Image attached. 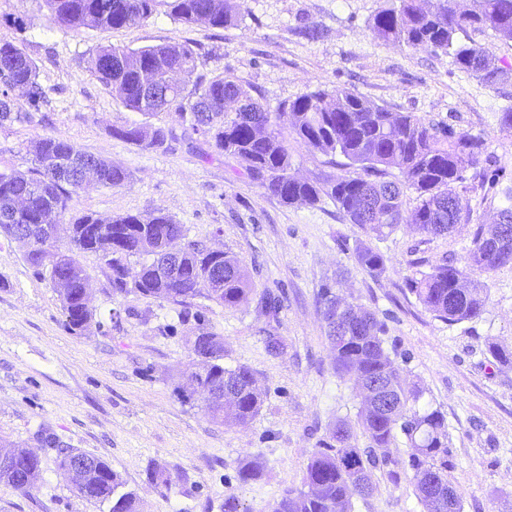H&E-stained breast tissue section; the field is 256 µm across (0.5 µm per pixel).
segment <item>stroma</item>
<instances>
[{"instance_id":"stroma-1","label":"stroma","mask_w":512,"mask_h":512,"mask_svg":"<svg viewBox=\"0 0 512 512\" xmlns=\"http://www.w3.org/2000/svg\"><path fill=\"white\" fill-rule=\"evenodd\" d=\"M383 4L246 0L242 21L220 29L161 14L119 30L75 31L54 24L40 0H0V36L11 35L10 19H27L24 47L47 93L33 122L0 125V171L26 169L34 140L62 136L130 174L122 187L78 191L71 213L168 214L184 224L188 239L240 258L252 282L247 303L225 308L200 298L186 312L165 299L113 295L101 257L83 252L100 324L78 336L63 324L47 273L30 266L25 246L1 235L0 441L37 450L41 472L27 495L0 483V512H109L60 474L56 450L36 439L41 431L106 460L143 512H224L230 493L248 512H270L284 489H303L311 454L336 420L356 421L361 405L353 382L333 367L316 303L326 283L384 322L383 346L403 378L444 414L448 479L462 495V512H512V363L487 352L492 343L512 352V264L471 272L487 286L485 305L479 318L455 325L427 311L407 283L417 270L465 256L473 225L497 220V190L470 192L469 223L448 235L403 224L372 239L330 201L288 205L266 194L235 160L204 142H176L162 152L113 137V127L141 116L91 73L103 46L188 42L201 54V74L232 71L273 110L305 92L340 87L388 111L452 125L484 140L477 170L503 172L512 186V127L497 120L512 109V42L489 30L474 33L504 72L503 82L489 87L447 55L374 42L368 23ZM306 23L318 25L322 37H299ZM361 241L384 255L385 274L370 275L356 263ZM268 293L282 300L277 315L260 307ZM201 327L223 337L225 366H247L259 380L263 405L245 425L214 424L202 404L178 397L189 341ZM270 334L284 341L279 353L265 346ZM408 452L402 436L385 449L389 464L374 469L375 489L353 497V512H423L413 473L402 465ZM247 457L260 458L266 471L244 483L238 463ZM155 464L176 474L171 490L148 481Z\"/></svg>"}]
</instances>
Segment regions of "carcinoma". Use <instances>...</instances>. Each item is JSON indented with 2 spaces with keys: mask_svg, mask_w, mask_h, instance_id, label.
<instances>
[{
  "mask_svg": "<svg viewBox=\"0 0 512 512\" xmlns=\"http://www.w3.org/2000/svg\"><path fill=\"white\" fill-rule=\"evenodd\" d=\"M55 23L74 30L122 29L143 24L164 13L185 24L205 21L224 28L241 20L243 0H42ZM468 8L456 0H388L369 22L374 39L406 48L444 53L454 65L495 86L502 70L486 55L470 33L491 30L512 42V0H470ZM97 57L104 64L93 70L95 78L111 89L113 97L129 111L148 117L176 112L185 121L181 134L162 125L132 122L112 128V136L147 150H165L181 138L193 143L199 136L219 153L236 159L261 188L281 202L315 205L327 198L351 224L383 237L401 224H412L424 234L444 236L467 220L468 198L462 193L468 179L500 183L502 175L479 172L466 176L485 144L478 138L458 134L451 125L423 122L411 112H389L363 96L343 88L303 93L271 111L257 90L248 88L230 72L207 78L198 74L199 54L189 43H166L127 49L105 46ZM181 72V82L170 87L172 71ZM154 79L166 92L156 111L144 110L141 83ZM10 85L25 90L28 111H5L0 101V124L24 121L41 110L46 93L38 83L35 62L21 41L0 38V95ZM290 116V132L283 131L281 115ZM314 153L346 159L342 173L321 183L302 181L292 172L288 138ZM86 157L96 169L95 182L103 187L127 184L130 174L122 167L93 153L76 149L61 136H44L32 145L31 166L0 172V234L20 240L19 226L41 224L42 217L65 215L73 193L84 182L64 178L55 161L71 156ZM400 178L391 179L390 169ZM416 193V205L405 211L406 193ZM21 197L25 206H17ZM69 241L37 237L25 243L26 260L37 271L49 272L65 316L64 326L84 335L96 318L95 307L82 297L90 275L78 259L81 252L112 254L109 280L112 294L134 293L145 299H166L189 311L193 300L203 297L233 308L248 300L251 284L243 262L223 252L214 254L198 241L189 240L184 225L158 213L144 219L138 215L101 219L93 215L69 219ZM181 240L179 275L163 267L166 251ZM137 258L133 263L130 258ZM360 267L373 276L386 271L384 256L366 243L355 249ZM512 264V234L499 240L485 234L483 225L473 229L467 267L489 273ZM485 286L467 280L455 257L444 259L410 280V291L433 315L450 325L472 320L485 304ZM336 373L354 379L359 391L381 384L395 404L378 406L376 397L364 396L357 425L339 420L330 441L310 457L304 485L308 490H285L271 512H353L351 495L366 498L373 493L370 472L386 459L376 449L387 448L402 432L411 453L415 490L424 512H462L460 492L448 482V432L444 415L423 407L413 411L422 390L405 386L400 369L383 347L384 325L358 304L338 309L332 286H322L318 295ZM205 342L190 345L187 372L211 386L212 400L206 411L216 424H245L262 405L254 373L246 366L226 368L224 340L201 330ZM369 440V447L356 445L355 429ZM264 470L255 458L238 464L243 482L258 478ZM150 481L170 490L173 474L162 466L148 470ZM90 489L85 499L110 505L109 512H140L135 493L124 490L125 482L101 457L83 476ZM28 494L34 483L18 475H0V483Z\"/></svg>",
  "mask_w": 512,
  "mask_h": 512,
  "instance_id": "cac0c4a2",
  "label": "carcinoma"
}]
</instances>
